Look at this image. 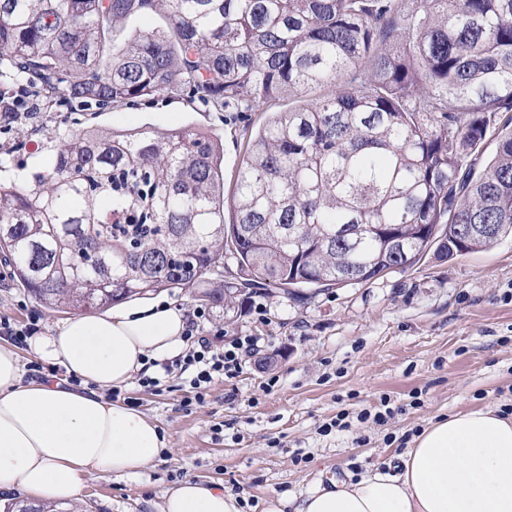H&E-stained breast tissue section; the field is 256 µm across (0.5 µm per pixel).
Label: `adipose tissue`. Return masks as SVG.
Listing matches in <instances>:
<instances>
[{"label": "adipose tissue", "instance_id": "ef3b65f1", "mask_svg": "<svg viewBox=\"0 0 512 512\" xmlns=\"http://www.w3.org/2000/svg\"><path fill=\"white\" fill-rule=\"evenodd\" d=\"M186 326L182 307L163 300L65 321L28 341L65 368L56 381L25 380L17 350L0 345V491L66 506L89 472L130 475L152 463L165 448L158 426L103 392L178 354ZM161 512H239V502L185 480L165 491ZM296 512H512V418L488 407L438 417L398 472L318 486Z\"/></svg>", "mask_w": 512, "mask_h": 512}]
</instances>
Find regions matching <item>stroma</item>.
Returning a JSON list of instances; mask_svg holds the SVG:
<instances>
[{
    "instance_id": "35a3bbf8",
    "label": "stroma",
    "mask_w": 512,
    "mask_h": 512,
    "mask_svg": "<svg viewBox=\"0 0 512 512\" xmlns=\"http://www.w3.org/2000/svg\"><path fill=\"white\" fill-rule=\"evenodd\" d=\"M295 104L282 97L252 112H212L165 92L132 108L35 112L0 129V158L38 169L55 131L77 122L191 129L222 141L229 198L249 136L270 113ZM238 278L228 255L222 279L161 296L188 313L205 309L204 334L264 337L259 356L249 357L238 377L215 378L204 403L188 407L183 379L156 367L151 374L159 389L135 378L122 386L120 400L156 422L166 447L139 474H86L77 512H160L163 492L187 479L222 487L238 499L240 512H267L279 496L296 501L329 480L398 467L404 437L418 436L437 417L512 407L511 236L451 259L427 254L413 268L368 284L293 298L261 290L239 297L228 315L211 293ZM257 303L265 315L256 314ZM34 316L45 335L70 313L42 305L0 262V318L20 328ZM384 398L398 409L393 418L360 420ZM341 412L349 413V428H331Z\"/></svg>"
}]
</instances>
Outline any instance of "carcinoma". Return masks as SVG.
I'll use <instances>...</instances> for the list:
<instances>
[{
    "mask_svg": "<svg viewBox=\"0 0 512 512\" xmlns=\"http://www.w3.org/2000/svg\"><path fill=\"white\" fill-rule=\"evenodd\" d=\"M152 12L167 27L114 45ZM328 83L248 141L230 224L219 140L57 134L48 167L0 182V255L46 306L80 310L197 286L229 247L227 316L257 284H367L512 235V0H0V97L114 109L177 91L251 112ZM462 224L493 229L466 245ZM163 26H165V20L160 14H136L124 21L122 27L117 31L115 38L118 43H121L128 37L142 31L146 27Z\"/></svg>",
    "mask_w": 512,
    "mask_h": 512,
    "instance_id": "1",
    "label": "carcinoma"
}]
</instances>
